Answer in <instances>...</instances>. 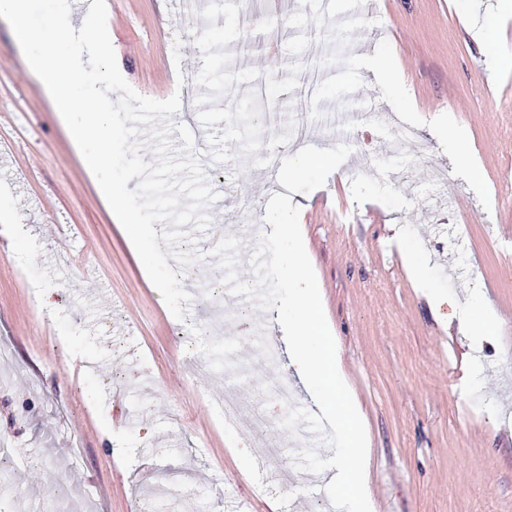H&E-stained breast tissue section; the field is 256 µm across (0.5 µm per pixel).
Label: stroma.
<instances>
[{
  "label": "stroma",
  "mask_w": 512,
  "mask_h": 512,
  "mask_svg": "<svg viewBox=\"0 0 512 512\" xmlns=\"http://www.w3.org/2000/svg\"><path fill=\"white\" fill-rule=\"evenodd\" d=\"M119 69L140 95L164 100L178 71H196L190 127L212 156L219 193L198 234L203 259L182 277L186 321L213 337L240 334V307L275 346L243 343L235 376L190 355L136 251L102 205L61 115L0 19V221L24 226V251L0 233V512H335L326 480L304 472L283 485L234 448L250 421L225 430L207 394L252 393L315 409L288 364L278 311L225 293L211 301L209 252L237 238L239 275L252 281V227L271 195L305 212L304 245L320 288L341 370L364 418L375 512H512V19L498 0H261L262 23L241 33L239 0H204L195 26L181 0H106ZM249 41L272 95H286L281 128L241 139L236 118L253 105L247 70L227 72L223 47ZM392 61L386 77L368 59ZM314 67L320 96L309 132L293 128L299 94L289 75ZM452 111L474 182L452 131L428 119ZM416 148L396 153L398 123ZM334 152L335 177L312 166L293 174L296 153ZM252 180L242 187L240 172ZM413 251L412 273L404 261ZM459 305L478 297L498 321L493 336L459 335L433 310L429 291ZM49 294L53 311L37 305ZM273 417L266 441L295 469L294 451L331 450ZM67 491L25 481L29 467Z\"/></svg>",
  "instance_id": "stroma-1"
}]
</instances>
